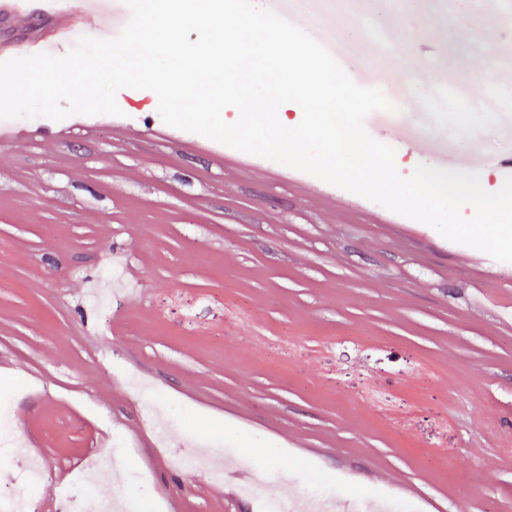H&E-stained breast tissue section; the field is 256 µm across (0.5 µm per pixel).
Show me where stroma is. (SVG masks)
<instances>
[{
	"label": "stroma",
	"mask_w": 512,
	"mask_h": 512,
	"mask_svg": "<svg viewBox=\"0 0 512 512\" xmlns=\"http://www.w3.org/2000/svg\"><path fill=\"white\" fill-rule=\"evenodd\" d=\"M486 5L423 22L437 83L436 34L461 30L481 115L424 113L401 176L444 147L504 183L489 160L512 158V133L482 110L499 52L465 34ZM117 102L122 118H36L52 138L0 144V512L12 496L59 512L102 452L120 475L92 497L123 512H261L163 431L264 471L271 501L281 477L319 476L401 512H512V263L303 171L193 149L152 91Z\"/></svg>",
	"instance_id": "1"
}]
</instances>
